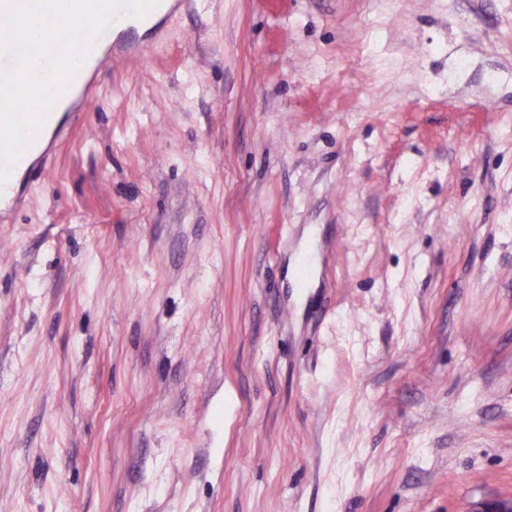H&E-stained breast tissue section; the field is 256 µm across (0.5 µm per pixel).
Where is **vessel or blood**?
I'll return each instance as SVG.
<instances>
[{
  "mask_svg": "<svg viewBox=\"0 0 512 512\" xmlns=\"http://www.w3.org/2000/svg\"><path fill=\"white\" fill-rule=\"evenodd\" d=\"M188 0H160L159 5L141 18L117 21L95 42L86 60L76 69L67 90L55 101L43 128L28 130L31 143L26 152L8 164V178L0 183V218H9L23 206V189L17 188L12 175L23 172L28 181L42 177L53 160L54 142L67 128L80 124L97 95L98 77L108 63L120 58L143 61L162 34L164 25Z\"/></svg>",
  "mask_w": 512,
  "mask_h": 512,
  "instance_id": "vessel-or-blood-1",
  "label": "vessel or blood"
}]
</instances>
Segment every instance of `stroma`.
<instances>
[{
  "label": "stroma",
  "mask_w": 512,
  "mask_h": 512,
  "mask_svg": "<svg viewBox=\"0 0 512 512\" xmlns=\"http://www.w3.org/2000/svg\"><path fill=\"white\" fill-rule=\"evenodd\" d=\"M510 495L512 0H198L114 62L0 222V512Z\"/></svg>",
  "instance_id": "stroma-1"
}]
</instances>
